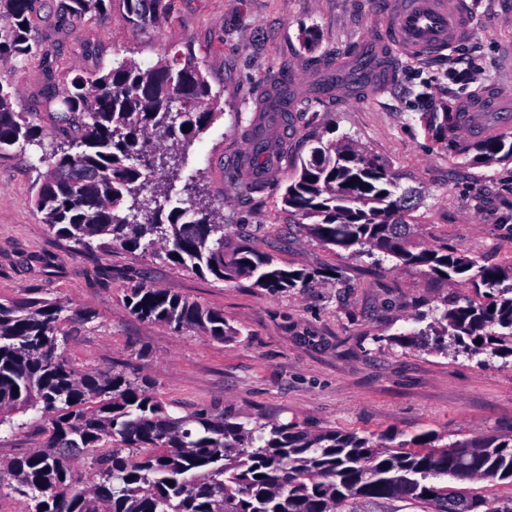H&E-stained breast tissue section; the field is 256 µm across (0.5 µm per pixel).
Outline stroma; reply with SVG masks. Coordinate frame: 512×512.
Segmentation results:
<instances>
[{
	"label": "stroma",
	"mask_w": 512,
	"mask_h": 512,
	"mask_svg": "<svg viewBox=\"0 0 512 512\" xmlns=\"http://www.w3.org/2000/svg\"><path fill=\"white\" fill-rule=\"evenodd\" d=\"M371 2L169 0L167 14L140 27L121 0L86 22L64 18L62 0H37L41 53L21 64L0 55V82L15 89V109L41 113L42 125L52 127L42 110L49 83L122 60L146 68L178 47L208 82L217 117L183 154L169 186L172 205L195 190L223 218L226 251L270 254L313 278L271 294L247 277L220 280L143 249H88L54 235L32 202L40 159L54 143L48 137L0 155V301L94 310L93 322L62 325L68 363L147 377L176 417L208 409L239 421L353 430L391 446L427 433L442 448L512 432V360L409 340L472 296L462 276L320 244L282 201L315 141H348L386 163L400 189L418 191L409 221L423 242L486 266L512 265V161L482 162L474 139L461 133L444 144L430 126L432 113L486 89L512 93V0H471L475 31L461 55L469 80L449 76L442 55L404 61L396 83L354 101L313 96L309 66L331 63L376 33ZM310 29L318 35L312 53L302 43ZM284 73L302 81L288 114V160L267 184L236 185L245 131ZM138 283L223 312L237 337L220 341L133 315L124 293ZM20 421L0 428V462L46 438L40 414Z\"/></svg>",
	"instance_id": "35a3bbf8"
}]
</instances>
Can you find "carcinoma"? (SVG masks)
<instances>
[{
  "mask_svg": "<svg viewBox=\"0 0 512 512\" xmlns=\"http://www.w3.org/2000/svg\"><path fill=\"white\" fill-rule=\"evenodd\" d=\"M123 2L135 23L168 9L164 0ZM111 3L65 0L64 9L83 21L105 15ZM34 12L35 0H0V52L19 61L38 52ZM15 96L0 83V154L47 135L38 113L14 109ZM45 103L63 138L42 158L47 170L33 183V202L55 235L86 248L98 239L151 249L221 280L252 277L269 293L311 279L271 255L227 252L224 225L201 202L165 210L181 151L216 116L204 76L179 49L146 69L123 60L107 70H73L48 88ZM432 122L442 143L454 137L457 113H437ZM477 149L487 163L512 160L509 136L482 140ZM269 164L255 147L234 179L258 186ZM396 189L384 162L349 142H321L300 161L283 201L312 220L306 229L325 245L378 250L446 277L469 274L465 282L484 301L467 297L445 309L434 344L448 336L468 354L511 357L512 265L480 266L415 241L405 219L412 207L403 204L415 192ZM125 301L140 318L175 330L218 340L239 335L223 313L150 285L127 289ZM62 311L36 298L0 302V427L35 410L49 431L38 449L0 463L29 512H358V501L396 500L420 512H498L482 496L430 480L512 484L511 433L449 448L425 434L391 447L354 431L253 425L203 409L174 417L142 377L72 368L62 355L60 325L86 324L96 314L80 309L63 318ZM106 444L110 450L92 458L98 481L82 485L76 463Z\"/></svg>",
  "mask_w": 512,
  "mask_h": 512,
  "instance_id": "1",
  "label": "carcinoma"
}]
</instances>
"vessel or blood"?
<instances>
[{
  "label": "vessel or blood",
  "mask_w": 512,
  "mask_h": 512,
  "mask_svg": "<svg viewBox=\"0 0 512 512\" xmlns=\"http://www.w3.org/2000/svg\"><path fill=\"white\" fill-rule=\"evenodd\" d=\"M384 18L379 35L368 40L348 60L336 61V68L353 64L350 82L326 79L318 83L322 98H341L369 87H385L397 74L396 59H418L447 51L471 36V6L468 0H378ZM498 113L499 127L512 128V95L496 89L462 102L457 127L478 137L486 135L489 113Z\"/></svg>",
  "instance_id": "vessel-or-blood-1"
}]
</instances>
